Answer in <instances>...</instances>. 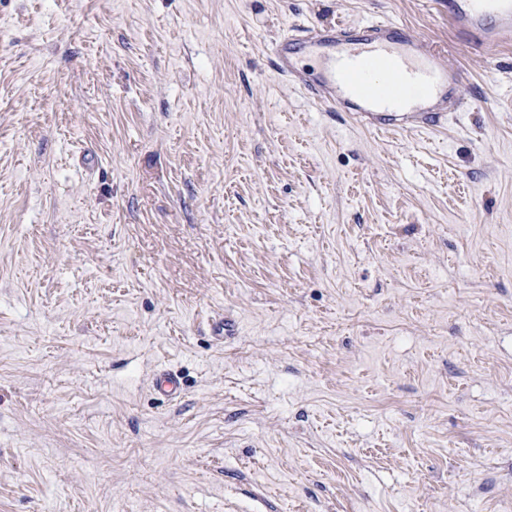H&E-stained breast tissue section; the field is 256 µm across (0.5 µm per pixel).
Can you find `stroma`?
<instances>
[{
	"label": "stroma",
	"instance_id": "stroma-1",
	"mask_svg": "<svg viewBox=\"0 0 512 512\" xmlns=\"http://www.w3.org/2000/svg\"><path fill=\"white\" fill-rule=\"evenodd\" d=\"M383 20L460 71L445 134L274 69L294 27ZM0 512H512V33L0 0Z\"/></svg>",
	"mask_w": 512,
	"mask_h": 512
}]
</instances>
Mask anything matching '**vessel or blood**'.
Segmentation results:
<instances>
[{"label": "vessel or blood", "instance_id": "obj_1", "mask_svg": "<svg viewBox=\"0 0 512 512\" xmlns=\"http://www.w3.org/2000/svg\"><path fill=\"white\" fill-rule=\"evenodd\" d=\"M448 18L492 44L512 31V0H448ZM272 54L279 75L376 132H433L465 107L443 49L391 20L323 25L285 36Z\"/></svg>", "mask_w": 512, "mask_h": 512}]
</instances>
